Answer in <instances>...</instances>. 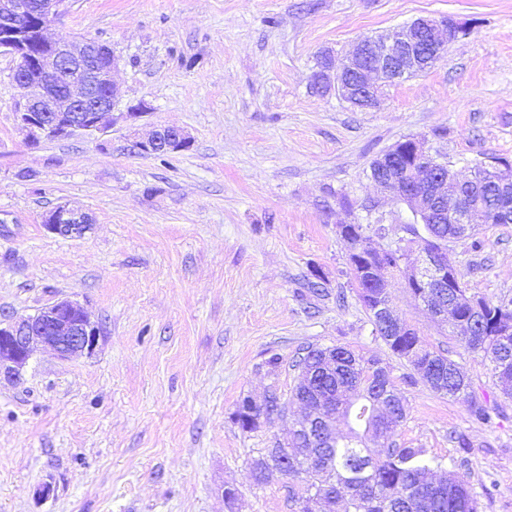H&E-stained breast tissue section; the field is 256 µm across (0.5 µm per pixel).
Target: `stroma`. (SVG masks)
I'll list each match as a JSON object with an SVG mask.
<instances>
[{
    "mask_svg": "<svg viewBox=\"0 0 512 512\" xmlns=\"http://www.w3.org/2000/svg\"><path fill=\"white\" fill-rule=\"evenodd\" d=\"M420 17L469 32L384 87L379 109L312 90L321 52L344 56ZM49 34L112 48L118 115L104 134L29 143L13 118L16 62L0 55V314L67 297L102 335L92 355L39 348L20 380L0 379V512H296L303 485L256 484L250 463L303 415L290 396L309 346L387 363L407 409L395 441L442 461L480 512H512V400L489 362L394 271L400 318L502 412L474 421L465 398L410 381L374 331L338 231L360 224L386 246L412 223L370 178L405 139L461 179L494 157L512 163V0H67ZM142 101L148 113L130 116ZM156 126L185 129L191 147L134 150ZM60 203L91 213L92 230L47 232ZM478 237L477 250L450 245L467 288L512 299V224ZM272 395L287 418L236 423L243 398ZM457 433L472 443L464 466Z\"/></svg>",
    "mask_w": 512,
    "mask_h": 512,
    "instance_id": "stroma-1",
    "label": "stroma"
}]
</instances>
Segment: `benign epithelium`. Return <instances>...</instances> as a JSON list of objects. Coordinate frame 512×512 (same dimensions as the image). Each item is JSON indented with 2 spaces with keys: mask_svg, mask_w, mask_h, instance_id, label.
<instances>
[{
  "mask_svg": "<svg viewBox=\"0 0 512 512\" xmlns=\"http://www.w3.org/2000/svg\"><path fill=\"white\" fill-rule=\"evenodd\" d=\"M64 0H42L38 28L30 30L25 6L21 0H0V53L12 55L17 67L13 81L21 90L14 117L28 141L37 144L43 139L68 137L76 132L105 133L112 127V112L118 95L112 73L118 58L112 49L98 43H78L60 36L50 40L45 30L59 14ZM38 34L46 52L39 70L30 72L24 55L33 34ZM467 27L457 21L417 18L376 38L361 39L341 62L332 52L324 55L323 64L314 72L312 82L320 91L334 93L354 108L373 109L378 106L380 85L412 77L431 67L447 45ZM408 149L429 171L415 187L400 184L394 167L397 148L375 160L372 179L378 187L402 201L423 224H485L488 211L480 201L464 197L447 200L448 177L451 172L436 173L438 162L430 155L424 142L406 140ZM191 137L182 128L164 126L155 129L143 141L134 143L141 153L181 151L189 147ZM464 184L474 190L492 186L502 192L512 188V179L501 172L498 163H485L473 168L472 178ZM93 225L92 217L60 204L44 216V228L62 238H81ZM342 238L350 243L349 265L356 271L362 263L363 250L353 244L348 225L339 226ZM400 265L424 288L428 298L433 288H443L456 275L457 265L436 251L418 249L415 260L390 247ZM376 311L384 316L389 335L396 336L409 326L396 314L391 303H380ZM101 336L99 325L92 321L85 308L76 301L59 298L39 309L34 315L16 321L0 315V375L18 378L32 355L34 347L50 348L62 360L76 355H90Z\"/></svg>",
  "mask_w": 512,
  "mask_h": 512,
  "instance_id": "1",
  "label": "benign epithelium"
}]
</instances>
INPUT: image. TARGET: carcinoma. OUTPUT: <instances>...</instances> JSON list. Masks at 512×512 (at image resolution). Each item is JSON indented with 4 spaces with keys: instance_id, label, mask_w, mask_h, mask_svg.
I'll return each instance as SVG.
<instances>
[{
    "instance_id": "cac0c4a2",
    "label": "carcinoma",
    "mask_w": 512,
    "mask_h": 512,
    "mask_svg": "<svg viewBox=\"0 0 512 512\" xmlns=\"http://www.w3.org/2000/svg\"><path fill=\"white\" fill-rule=\"evenodd\" d=\"M408 242L424 249L449 252L448 244L472 237L457 224H414L405 226ZM462 272H456L455 286L448 289V324L464 329L460 337L464 351L487 359L503 394L512 398V324L498 319L499 303L469 293ZM396 357L407 361L420 380L435 392L456 397L463 395L471 417L488 422L499 413L470 391L463 369L449 357L428 349L417 332H407L385 341ZM319 349L311 348L297 362L299 382L292 395L306 401L314 416L326 423L343 418L349 426L345 438L327 448L309 438V432L294 426L293 449L267 452L252 460L261 463L252 469L255 483L288 478L305 486L306 495L297 500L298 512H478L471 489L453 476L433 479L441 463L428 458L420 448H403L392 440L406 419L402 398L393 391L386 371L377 368L381 360L364 359L353 351L336 348L346 355L336 363V372L310 380ZM261 408L243 399L235 421L243 429L256 426ZM369 438L382 440L385 447L373 450Z\"/></svg>"
}]
</instances>
